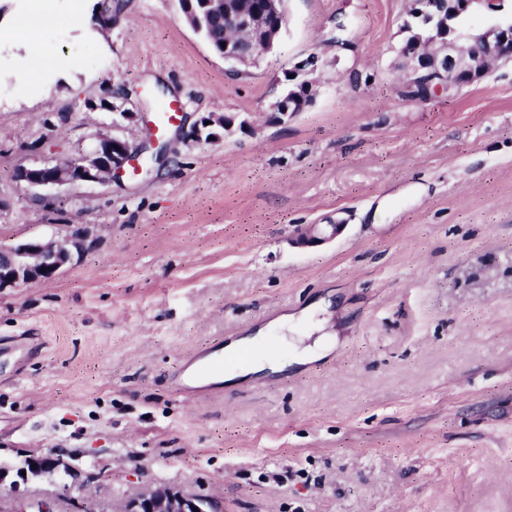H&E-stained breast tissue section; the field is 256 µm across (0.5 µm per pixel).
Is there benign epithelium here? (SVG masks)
Here are the masks:
<instances>
[{
    "mask_svg": "<svg viewBox=\"0 0 512 512\" xmlns=\"http://www.w3.org/2000/svg\"><path fill=\"white\" fill-rule=\"evenodd\" d=\"M192 0H180L182 18L200 32L217 18H224L227 26L241 34H253L262 44L236 38H226L216 53L233 65H248L264 52L272 51L279 43L286 25L285 0H262L259 5L242 6L239 0H202L201 8L186 7ZM492 0H410L404 30L414 34L405 39L399 53L404 61L409 85L422 83L432 94L441 88H462L482 81L489 69L483 55L512 56V28L492 26L477 35H470L454 28L461 15L476 9H486ZM318 69V59L306 58L294 72V85L272 105L268 122L284 125L304 109V99L299 91L311 90L309 75ZM107 97L113 99L112 125H136L141 113L125 108L128 92L124 86H111ZM251 123L240 115H209L200 118L193 126L198 140H219L233 133L234 129H248ZM150 138L134 147L117 134L97 131L87 149L77 155L47 162L39 166H21L16 178L27 188L62 189L87 183H103L120 178L133 159L141 160L140 168L150 169L164 156V143L154 148ZM343 224H300L295 227L291 243L297 247H312L335 239ZM87 235L80 232L62 241L26 239L10 247H0V290L15 288L22 283L50 280L72 259L86 249ZM62 461L52 456L29 458L18 467L15 474L0 473V487L9 486L15 506L9 512H55L48 500L33 501L20 489L28 476L53 473ZM124 512H220L218 502L206 499L199 504L196 499L170 489L147 491L132 498Z\"/></svg>",
    "mask_w": 512,
    "mask_h": 512,
    "instance_id": "1",
    "label": "benign epithelium"
}]
</instances>
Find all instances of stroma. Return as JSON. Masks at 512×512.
I'll list each match as a JSON object with an SVG mask.
<instances>
[{
  "mask_svg": "<svg viewBox=\"0 0 512 512\" xmlns=\"http://www.w3.org/2000/svg\"><path fill=\"white\" fill-rule=\"evenodd\" d=\"M119 2L111 30L46 29L37 59L6 31L72 0H0V245L92 244L0 291V463L78 467L26 483L55 512L165 488L223 512H512V60L423 102L398 53L407 0H287L276 49L236 68L178 0ZM310 55L312 103L266 123ZM115 82L147 122L182 100L164 164L34 197L15 169L111 129ZM225 112L252 130L189 140ZM298 224L344 230L298 248ZM258 332L288 371L173 389L196 351Z\"/></svg>",
  "mask_w": 512,
  "mask_h": 512,
  "instance_id": "35a3bbf8",
  "label": "stroma"
}]
</instances>
